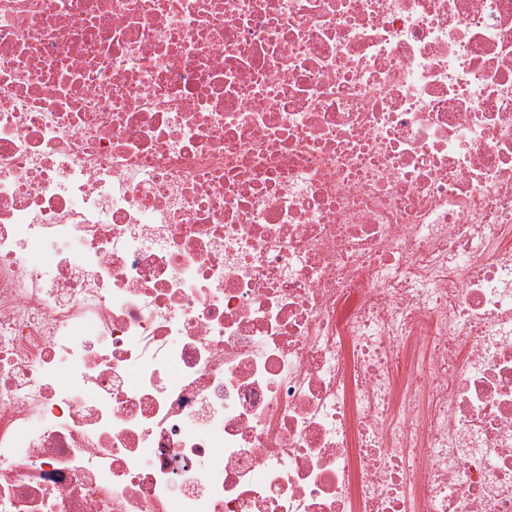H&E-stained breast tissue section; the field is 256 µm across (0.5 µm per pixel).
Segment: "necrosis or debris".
<instances>
[{
    "label": "necrosis or debris",
    "instance_id": "4bbe7bcc",
    "mask_svg": "<svg viewBox=\"0 0 512 512\" xmlns=\"http://www.w3.org/2000/svg\"><path fill=\"white\" fill-rule=\"evenodd\" d=\"M0 512H512V0H0Z\"/></svg>",
    "mask_w": 512,
    "mask_h": 512
}]
</instances>
